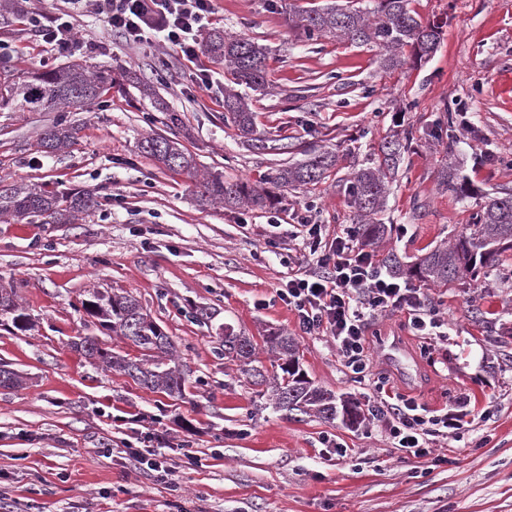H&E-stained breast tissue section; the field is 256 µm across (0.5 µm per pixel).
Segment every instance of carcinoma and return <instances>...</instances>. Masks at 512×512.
Returning <instances> with one entry per match:
<instances>
[{
    "instance_id": "cac0c4a2",
    "label": "carcinoma",
    "mask_w": 512,
    "mask_h": 512,
    "mask_svg": "<svg viewBox=\"0 0 512 512\" xmlns=\"http://www.w3.org/2000/svg\"><path fill=\"white\" fill-rule=\"evenodd\" d=\"M409 0H376L370 10L331 5L321 10L301 14L293 23L313 34L332 35L354 44L374 45L384 51L386 67L403 65V50L408 47L419 59L430 55L441 38V26L423 23L408 7ZM211 57L224 61L234 69L240 85L260 89L265 87L266 48L246 37H225L214 30L203 42ZM112 88V71H89L80 63L37 73L29 80H19L11 69L0 71V110L36 112L55 107L81 108L100 99ZM224 108L240 134L265 147L256 136L252 112L241 95L233 89L224 91ZM407 137L386 140L380 146L377 163L355 170L347 187L350 204L362 241L372 244L384 232V225L375 221L383 211L388 179L395 171ZM77 144V129L62 121L54 123L40 136L38 146L49 154L61 153ZM141 153L165 169L197 177V162L181 144L162 135H152L139 142ZM338 156L331 152L314 154L294 166L280 169L273 184L281 188L316 183L332 167ZM436 184L442 192L463 194L464 180L459 170L445 164L436 172ZM204 204L221 202L226 207L264 208L273 196L263 187L244 180L228 181L224 175L211 173L196 184ZM96 199L88 191H61L47 184H28L22 180L8 182L0 178V217L35 218L42 224H69L80 213L91 211ZM512 249V193L497 192L485 197L476 223L461 232L454 243L436 247L423 254L408 272L427 285H446L455 280L473 278L482 269L497 267L502 252ZM84 314L100 328L131 342L141 351L142 358L132 360L112 352L107 347L89 346L91 337L84 336L72 343V348L85 359L118 371L141 387L170 398L183 397L185 377L171 365L176 349L169 336L144 310L132 294L107 288H94L81 299ZM11 319L13 327L25 330L29 317L22 311L11 288H0V317ZM224 331V357L239 363L240 370L252 384L268 386L273 407L304 415L315 414L326 420L336 419V395L314 385L300 367L295 339L280 329L271 328L262 336L264 345L275 353L282 376L268 380L255 362L252 338L235 331L228 323Z\"/></svg>"
}]
</instances>
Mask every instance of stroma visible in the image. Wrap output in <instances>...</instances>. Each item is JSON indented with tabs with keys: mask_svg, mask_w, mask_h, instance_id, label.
Returning a JSON list of instances; mask_svg holds the SVG:
<instances>
[{
	"mask_svg": "<svg viewBox=\"0 0 512 512\" xmlns=\"http://www.w3.org/2000/svg\"><path fill=\"white\" fill-rule=\"evenodd\" d=\"M0 25V67L42 72L80 62L108 68L114 84L96 103L71 112L0 111V178L94 192L97 204L72 224L0 220V286L16 289L31 326H0V369L22 384L0 386V512H512V250L498 269L448 286L422 288L452 333L414 336L408 316L388 311L369 330L371 373L341 363L335 343L304 334L276 295L289 276L316 271L297 215L331 230L354 221L347 185L353 167L376 161L393 135L410 143L390 180L378 220L386 233L378 258L412 263L448 244L472 223L485 193L512 191V0H410L422 22L442 26L428 59L386 69L380 51L290 25L330 3L373 0H217L212 29L263 45L264 89L235 83L231 68L200 54L197 63L161 65L163 48L125 46L104 20L77 19L84 41L58 55L26 26L53 17L58 0H18ZM211 83L192 82L196 65ZM150 85L144 96L141 85ZM237 87L267 149L241 137L224 112ZM79 129L71 149L37 147L58 120ZM161 134L192 153L201 171L270 187L279 169L329 151L340 160L325 179L297 189L270 187L266 209L200 205L193 180L159 166L138 143ZM469 192L436 188L449 158ZM91 288L132 293L172 336L185 394L175 399L103 370L70 348L95 336L137 358L131 342L109 335L80 308ZM211 322L196 319L198 309ZM229 323L261 338L288 331L317 385L357 400L366 417L354 429L316 416L274 410L271 393L252 385L220 354L216 331ZM384 336L410 356L403 371L378 354ZM440 415L466 410L463 428L435 438L433 458L404 457L373 418L377 382ZM136 417L139 437L191 448L198 465L180 470L171 495L120 450ZM336 436L343 454L322 443Z\"/></svg>",
	"mask_w": 512,
	"mask_h": 512,
	"instance_id": "obj_1",
	"label": "stroma"
}]
</instances>
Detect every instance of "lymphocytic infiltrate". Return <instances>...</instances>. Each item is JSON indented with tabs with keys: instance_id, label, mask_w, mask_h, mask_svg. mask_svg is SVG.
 I'll list each match as a JSON object with an SVG mask.
<instances>
[{
	"instance_id": "lymphocytic-infiltrate-1",
	"label": "lymphocytic infiltrate",
	"mask_w": 512,
	"mask_h": 512,
	"mask_svg": "<svg viewBox=\"0 0 512 512\" xmlns=\"http://www.w3.org/2000/svg\"><path fill=\"white\" fill-rule=\"evenodd\" d=\"M63 2L57 16L48 21L34 16L28 19L40 41L58 51H68L80 39L70 13L71 5L78 3L102 16L127 46L137 47L159 37L176 56L190 62L197 60L199 42L215 13L214 0ZM299 232L321 270L288 280L277 294L294 308L304 333L333 338L345 367L354 374H365L371 367L367 332L379 314L394 310L406 312L416 335L444 336V320L428 308L420 289L402 285L385 274L374 249L361 242L354 226H346L332 235L325 225L304 218L299 223ZM380 412L395 448L416 459L431 455V437L459 424L457 415H427L415 399L404 396L392 402L381 400ZM124 454L148 470L155 480L167 484L172 483L182 464L198 462L191 454L183 460L164 458L130 442L126 443Z\"/></svg>"
}]
</instances>
